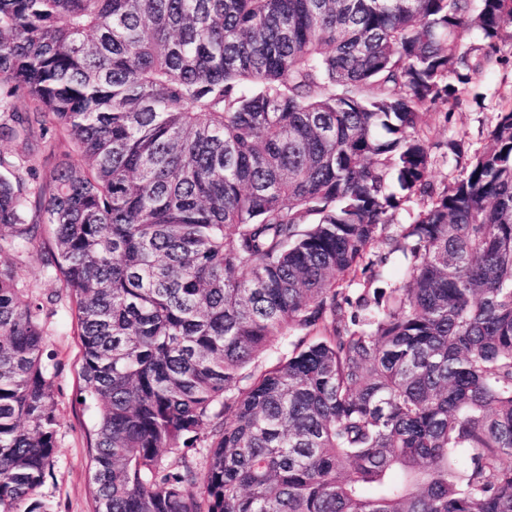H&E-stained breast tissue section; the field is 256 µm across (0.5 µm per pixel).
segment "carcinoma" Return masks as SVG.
I'll return each mask as SVG.
<instances>
[{
	"mask_svg": "<svg viewBox=\"0 0 512 512\" xmlns=\"http://www.w3.org/2000/svg\"><path fill=\"white\" fill-rule=\"evenodd\" d=\"M505 46L512 0H0V140L58 133L0 152V512H52L47 226L96 512H512V100L441 187L425 135Z\"/></svg>",
	"mask_w": 512,
	"mask_h": 512,
	"instance_id": "1",
	"label": "carcinoma"
}]
</instances>
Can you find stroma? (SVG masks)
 Returning a JSON list of instances; mask_svg holds the SVG:
<instances>
[{
    "mask_svg": "<svg viewBox=\"0 0 512 512\" xmlns=\"http://www.w3.org/2000/svg\"><path fill=\"white\" fill-rule=\"evenodd\" d=\"M473 94L461 109L430 111L427 136L436 144L463 141L466 154L482 150L501 105L512 100V63L472 80ZM48 343L55 354L56 402L60 418L57 463L40 490L54 512H96L90 483L87 432L95 415L79 403L80 340L68 298L61 297L52 319Z\"/></svg>",
    "mask_w": 512,
    "mask_h": 512,
    "instance_id": "1",
    "label": "stroma"
}]
</instances>
